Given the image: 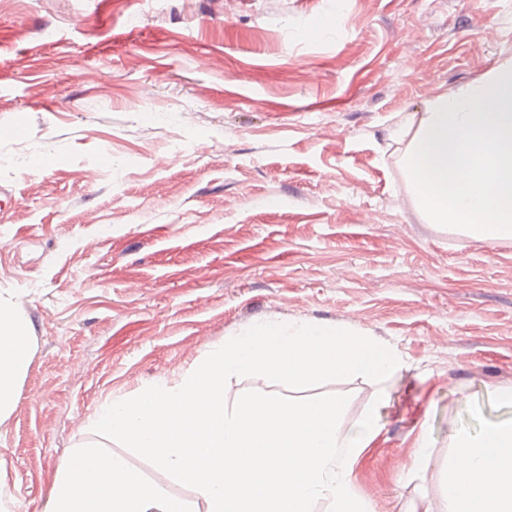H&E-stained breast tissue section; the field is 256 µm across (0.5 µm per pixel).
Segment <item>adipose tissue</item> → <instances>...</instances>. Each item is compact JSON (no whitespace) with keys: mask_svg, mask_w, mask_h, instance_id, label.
Listing matches in <instances>:
<instances>
[{"mask_svg":"<svg viewBox=\"0 0 512 512\" xmlns=\"http://www.w3.org/2000/svg\"><path fill=\"white\" fill-rule=\"evenodd\" d=\"M30 336L15 302L0 295V418L17 396ZM457 460L442 482L447 512H512V418L472 437L456 433ZM46 512H187L156 483L112 455L86 451L67 467Z\"/></svg>","mask_w":512,"mask_h":512,"instance_id":"ef3b65f1","label":"adipose tissue"}]
</instances>
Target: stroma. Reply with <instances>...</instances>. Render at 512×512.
<instances>
[{"instance_id": "1", "label": "stroma", "mask_w": 512, "mask_h": 512, "mask_svg": "<svg viewBox=\"0 0 512 512\" xmlns=\"http://www.w3.org/2000/svg\"><path fill=\"white\" fill-rule=\"evenodd\" d=\"M510 58L512 0L1 5L0 292L31 340L0 419L9 512H45L85 447L205 512L94 415L266 320L403 357L352 483L372 512H445L453 431L512 417V243L427 223L398 131ZM373 392L307 394L347 396L351 426Z\"/></svg>"}]
</instances>
